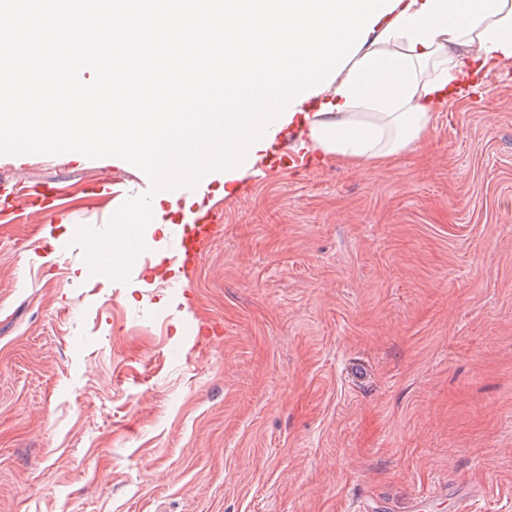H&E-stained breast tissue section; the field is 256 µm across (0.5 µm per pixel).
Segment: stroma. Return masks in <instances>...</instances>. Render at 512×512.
Wrapping results in <instances>:
<instances>
[{"mask_svg": "<svg viewBox=\"0 0 512 512\" xmlns=\"http://www.w3.org/2000/svg\"><path fill=\"white\" fill-rule=\"evenodd\" d=\"M483 82L386 166L213 191L191 273L155 232L82 275L135 166L0 154L72 210L0 222V512H512V68Z\"/></svg>", "mask_w": 512, "mask_h": 512, "instance_id": "35a3bbf8", "label": "stroma"}]
</instances>
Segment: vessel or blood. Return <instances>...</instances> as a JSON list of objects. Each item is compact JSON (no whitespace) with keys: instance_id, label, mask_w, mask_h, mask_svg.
Masks as SVG:
<instances>
[{"instance_id":"b4317fda","label":"vessel or blood","mask_w":512,"mask_h":512,"mask_svg":"<svg viewBox=\"0 0 512 512\" xmlns=\"http://www.w3.org/2000/svg\"><path fill=\"white\" fill-rule=\"evenodd\" d=\"M184 194L192 201L191 223L175 225L171 261L179 269L189 272L199 262L204 244L213 236L218 227V213L208 196L198 189H185ZM39 208L49 214L52 222L60 224L70 218L69 208L63 198L61 188H53L51 194L43 196Z\"/></svg>"}]
</instances>
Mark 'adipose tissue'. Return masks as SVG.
Listing matches in <instances>:
<instances>
[{
	"mask_svg": "<svg viewBox=\"0 0 512 512\" xmlns=\"http://www.w3.org/2000/svg\"><path fill=\"white\" fill-rule=\"evenodd\" d=\"M511 64L512 0H401L292 123L304 151L376 168L427 139L450 96Z\"/></svg>",
	"mask_w": 512,
	"mask_h": 512,
	"instance_id": "obj_1",
	"label": "adipose tissue"
}]
</instances>
